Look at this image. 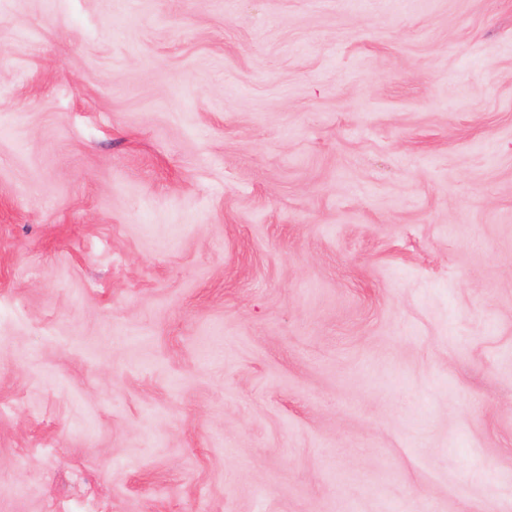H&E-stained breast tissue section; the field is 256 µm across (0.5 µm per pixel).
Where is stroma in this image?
I'll return each mask as SVG.
<instances>
[{"instance_id": "stroma-1", "label": "stroma", "mask_w": 512, "mask_h": 512, "mask_svg": "<svg viewBox=\"0 0 512 512\" xmlns=\"http://www.w3.org/2000/svg\"><path fill=\"white\" fill-rule=\"evenodd\" d=\"M0 512H512V0H0Z\"/></svg>"}]
</instances>
